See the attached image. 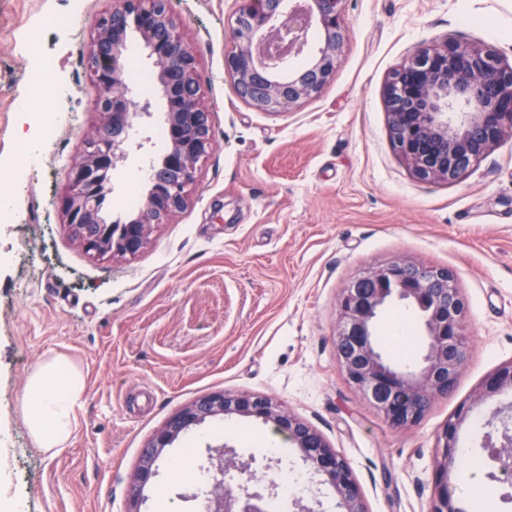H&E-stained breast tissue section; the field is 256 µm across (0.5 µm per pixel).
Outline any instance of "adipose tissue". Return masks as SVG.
I'll return each instance as SVG.
<instances>
[{"instance_id": "1", "label": "adipose tissue", "mask_w": 512, "mask_h": 512, "mask_svg": "<svg viewBox=\"0 0 512 512\" xmlns=\"http://www.w3.org/2000/svg\"><path fill=\"white\" fill-rule=\"evenodd\" d=\"M84 390L82 371L60 356L45 359L30 374L21 410L36 448L50 452L67 445Z\"/></svg>"}]
</instances>
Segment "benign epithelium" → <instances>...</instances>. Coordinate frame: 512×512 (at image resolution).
<instances>
[{"label": "benign epithelium", "mask_w": 512, "mask_h": 512, "mask_svg": "<svg viewBox=\"0 0 512 512\" xmlns=\"http://www.w3.org/2000/svg\"><path fill=\"white\" fill-rule=\"evenodd\" d=\"M224 68L237 94L267 112L287 111L318 95L333 79L347 37V0H238ZM133 26L158 68L165 102L175 88L180 105L167 107L162 126L166 149L157 159L136 212L121 224H106L102 197L112 193V172L129 165L143 148L136 134L153 126L151 99L138 97L126 80L123 27ZM318 31L309 61L294 58ZM88 69L99 95L100 123L77 149L61 207L74 235L97 255L134 256L150 242L153 228L188 204L198 164L212 145L208 113L199 106L195 52L184 42L169 0H118L100 17L88 51ZM393 149L419 180L454 182L505 135H512V65L490 48L453 41L421 50L390 72L383 90ZM405 301L419 312L427 347L414 367L386 360L374 336L379 314ZM336 325V359L349 385L393 428L410 427L432 399L451 391L467 360L466 300L448 268L395 261L372 269L343 288ZM512 390V362L482 382L472 405L448 422L438 462L430 512H463L448 489V473L459 465V427L491 398ZM245 416L272 426L298 450L310 468L339 496L342 512H366L362 492L344 457L313 427L270 398L209 393L173 415L144 449L127 512H140L141 493L153 484L164 451L206 419ZM484 447L499 472L512 475V437L498 443L491 433ZM251 464L218 452L204 497V512H266L276 485L251 488L224 484V475Z\"/></svg>", "instance_id": "7a95c632"}]
</instances>
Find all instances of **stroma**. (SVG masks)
I'll return each mask as SVG.
<instances>
[{
	"label": "stroma",
	"mask_w": 512,
	"mask_h": 512,
	"mask_svg": "<svg viewBox=\"0 0 512 512\" xmlns=\"http://www.w3.org/2000/svg\"><path fill=\"white\" fill-rule=\"evenodd\" d=\"M113 0H0V165L23 141L15 105L38 103L26 74L30 34L52 58L62 120L39 163L18 175L0 223V501L16 512H127L143 449L181 408L210 392L268 396L316 429L347 461L368 512H429L442 434L483 378L512 362V138L455 182L415 178L395 153L382 99L390 71L421 47L454 40L491 47L512 65V0H347L348 29L333 80L288 112H263L236 94L224 70L237 0H171L197 55L200 103L213 145L199 163L189 205L154 227L127 257L87 252L64 223L60 197L78 146L94 131L98 90L86 53ZM69 20L67 30L54 25ZM118 170L107 204L131 214L166 143L161 126ZM405 260L453 271L465 296L468 360L453 390L416 425L395 429L346 382L336 360L337 301L359 274ZM410 340L399 366L425 346L414 309L380 315L384 354L393 314ZM61 356L79 366L85 393L66 448L43 452L20 398L33 369ZM512 418V392L483 407L487 430L462 425L458 446L480 459L477 480L448 475L457 504L512 512V486L493 479L483 446ZM270 426L213 418L179 437L159 463L141 512H201L197 485L176 478L182 449L209 469L225 444L254 475L278 482L305 470L295 448H263ZM288 512H341L333 489L310 474Z\"/></svg>",
	"instance_id": "1"
}]
</instances>
